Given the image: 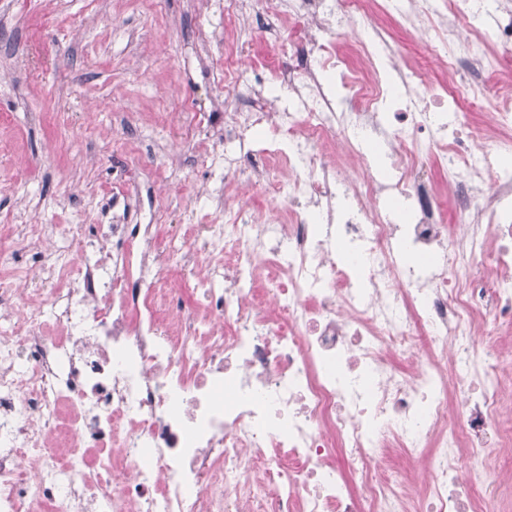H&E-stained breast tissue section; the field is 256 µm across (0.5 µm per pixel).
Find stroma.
I'll list each match as a JSON object with an SVG mask.
<instances>
[{
  "label": "stroma",
  "instance_id": "35a3bbf8",
  "mask_svg": "<svg viewBox=\"0 0 512 512\" xmlns=\"http://www.w3.org/2000/svg\"><path fill=\"white\" fill-rule=\"evenodd\" d=\"M204 28L223 30L224 0H0V226L24 217L87 236L111 223L118 192L128 224L158 208L171 224L209 220L194 196L219 173L151 117L159 85L197 112L241 108ZM136 131L160 151L134 166L119 148Z\"/></svg>",
  "mask_w": 512,
  "mask_h": 512
}]
</instances>
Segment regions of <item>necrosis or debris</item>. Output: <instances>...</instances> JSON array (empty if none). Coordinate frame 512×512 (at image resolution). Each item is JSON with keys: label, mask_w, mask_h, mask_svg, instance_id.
Wrapping results in <instances>:
<instances>
[{"label": "necrosis or debris", "mask_w": 512, "mask_h": 512, "mask_svg": "<svg viewBox=\"0 0 512 512\" xmlns=\"http://www.w3.org/2000/svg\"><path fill=\"white\" fill-rule=\"evenodd\" d=\"M287 30L240 66L247 3ZM411 23L454 85L420 88ZM220 76L250 111L185 115L222 186L215 217L54 224L0 250V512H505L471 474L512 447V11L499 0H227ZM496 23L474 30L473 20ZM347 42L355 64L332 54ZM498 47L489 53L488 44ZM503 137L477 149L463 108ZM263 127L267 147H251ZM454 187L445 214L424 172ZM37 249L40 286L16 266ZM491 255L493 274H479ZM385 27L391 35V41L399 46L401 55L407 65L415 64L430 75L437 74L441 68L430 63L425 51L416 44L413 34L408 25H404L395 20H385Z\"/></svg>", "instance_id": "1"}]
</instances>
